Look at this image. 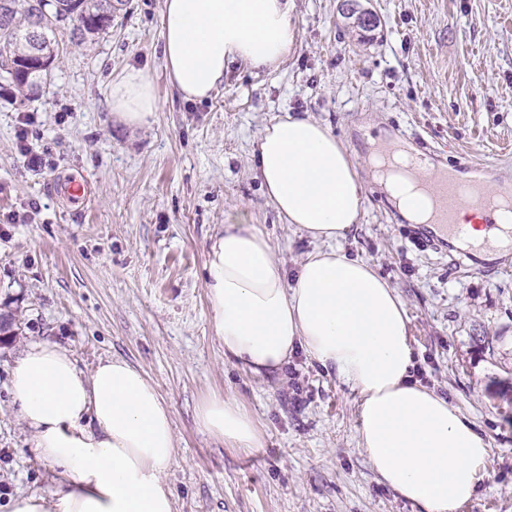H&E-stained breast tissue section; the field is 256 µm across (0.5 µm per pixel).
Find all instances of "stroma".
Instances as JSON below:
<instances>
[{"label":"stroma","mask_w":512,"mask_h":512,"mask_svg":"<svg viewBox=\"0 0 512 512\" xmlns=\"http://www.w3.org/2000/svg\"><path fill=\"white\" fill-rule=\"evenodd\" d=\"M163 0H130L112 32L62 58L45 94L0 98V512L49 495L58 476L34 450L10 397L26 345L45 340L91 371L125 359L169 403L178 455L167 480L176 512H417L382 484L358 446L359 397L295 351L258 379L213 341L204 263L210 237L247 214L287 277L317 244L284 223L255 170L259 132L305 112L357 158L369 137L407 131L443 164L491 162L512 183V0H296V47L277 69L234 64L214 95L181 98L163 62ZM148 74L158 108L129 129L110 104L129 69ZM29 126H22V118ZM28 129L19 141L20 129ZM42 155L28 167L22 148ZM88 184L84 199L59 192ZM364 217L338 246L369 263L405 302L423 386L492 442L489 476L461 512H512V254L457 264L424 246L373 182ZM234 396L263 446L246 455L196 422L199 403Z\"/></svg>","instance_id":"obj_1"}]
</instances>
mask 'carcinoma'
<instances>
[{
  "label": "carcinoma",
  "mask_w": 512,
  "mask_h": 512,
  "mask_svg": "<svg viewBox=\"0 0 512 512\" xmlns=\"http://www.w3.org/2000/svg\"><path fill=\"white\" fill-rule=\"evenodd\" d=\"M128 0H0V89L20 101L31 100L46 85L54 64L74 44H92L112 30Z\"/></svg>",
  "instance_id": "cac0c4a2"
}]
</instances>
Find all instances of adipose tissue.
Masks as SVG:
<instances>
[{
  "instance_id": "ef3b65f1",
  "label": "adipose tissue",
  "mask_w": 512,
  "mask_h": 512,
  "mask_svg": "<svg viewBox=\"0 0 512 512\" xmlns=\"http://www.w3.org/2000/svg\"><path fill=\"white\" fill-rule=\"evenodd\" d=\"M295 0H163L165 68L183 99L211 98L231 64L276 68L295 47ZM115 118L135 128L157 110L147 74L113 82ZM366 163L400 213L434 226V167L410 164L399 146L371 141ZM359 163L329 126L307 114L265 125L257 174L285 223L319 249L287 278L270 239L248 218L210 238L205 288L224 360L264 379L281 374L295 350L360 397L359 445L371 470L419 512H457L486 474L492 443L444 397L411 380L408 312L395 287L335 244L360 223ZM10 393L38 456L56 469L50 497L20 495L10 512H175L166 479L177 453L170 407L155 384L119 358L91 372L49 341L29 343ZM206 433L249 452L262 438L235 399L202 401Z\"/></svg>"
}]
</instances>
